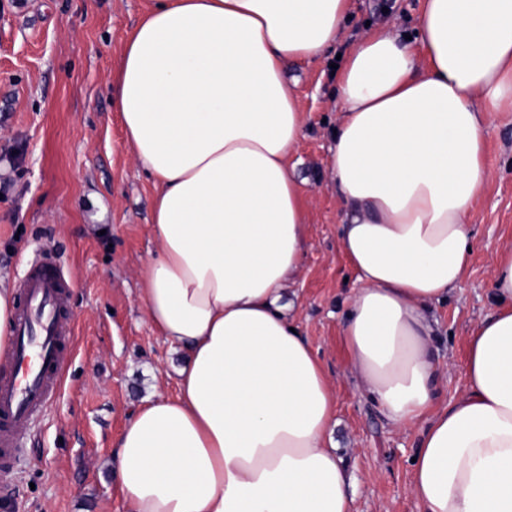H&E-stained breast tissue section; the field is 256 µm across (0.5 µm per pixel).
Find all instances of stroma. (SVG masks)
I'll return each mask as SVG.
<instances>
[{"mask_svg":"<svg viewBox=\"0 0 512 512\" xmlns=\"http://www.w3.org/2000/svg\"><path fill=\"white\" fill-rule=\"evenodd\" d=\"M352 0L335 47L289 67L305 117L288 163L303 192L308 245L295 316L336 388L338 453L354 481L352 512H420L411 460L420 429H394L349 369L339 327L355 288L339 245L340 201L328 160L340 116L337 55L368 28L418 26L421 0ZM152 0H0V275L16 284L51 253L72 277L76 346L63 387L21 439L14 482L0 487L12 512H125L108 461L143 399L176 392L184 357L152 329L138 275L156 251L154 185L125 141L110 78ZM484 194L469 222L473 251L461 291L433 309L444 371L440 404L466 391L472 328L491 312L495 249L512 240V112L487 122Z\"/></svg>","mask_w":512,"mask_h":512,"instance_id":"35a3bbf8","label":"stroma"}]
</instances>
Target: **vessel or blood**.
<instances>
[{"mask_svg": "<svg viewBox=\"0 0 512 512\" xmlns=\"http://www.w3.org/2000/svg\"><path fill=\"white\" fill-rule=\"evenodd\" d=\"M70 286L49 255L33 261L17 285L13 345L0 355V483L11 480L21 454L18 440L59 391L75 350Z\"/></svg>", "mask_w": 512, "mask_h": 512, "instance_id": "obj_1", "label": "vessel or blood"}]
</instances>
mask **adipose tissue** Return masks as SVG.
I'll return each mask as SVG.
<instances>
[{
  "label": "adipose tissue",
  "instance_id": "1",
  "mask_svg": "<svg viewBox=\"0 0 512 512\" xmlns=\"http://www.w3.org/2000/svg\"><path fill=\"white\" fill-rule=\"evenodd\" d=\"M350 0H155L113 83L157 186L138 296L186 357L116 443L127 512H352L336 390L297 328L307 224L289 155L304 114L289 64L336 43ZM328 170L356 274L340 338L393 427L421 424V512H512V242L472 330L465 393L437 407L432 307L464 280L489 179V113L512 111V0H424L415 40L350 46Z\"/></svg>",
  "mask_w": 512,
  "mask_h": 512
}]
</instances>
